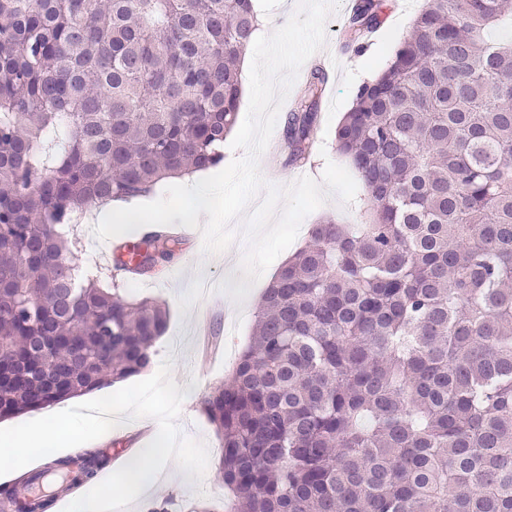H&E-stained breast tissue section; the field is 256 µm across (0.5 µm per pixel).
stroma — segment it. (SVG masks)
<instances>
[{"instance_id":"35a3bbf8","label":"stroma","mask_w":512,"mask_h":512,"mask_svg":"<svg viewBox=\"0 0 512 512\" xmlns=\"http://www.w3.org/2000/svg\"><path fill=\"white\" fill-rule=\"evenodd\" d=\"M404 2L387 0L382 25L360 50L345 45L342 29L347 12L345 6H338L327 22L324 48L310 58L311 64L328 62L332 75L319 106L315 144L304 164L291 163L282 149L283 128L275 126L269 146L276 159H259L267 181L286 186L302 173L318 181L327 163L343 164V157L334 148L336 128L351 108L358 87L386 67L425 0H412L410 10L405 9ZM364 198L361 190L348 205L329 197L303 220L296 245H303L310 225L324 217L332 216L346 224L356 221ZM242 226V221H235L232 228L237 237L233 244L208 258L201 253L200 230H192L162 275L138 280L140 291L161 298L168 311L166 333L155 346L153 363L137 376L85 395L88 403H111L116 413L111 431L92 428L78 419L69 423L82 434L78 446L104 452L112 470L127 453L155 447L159 437H166L170 452L151 491L159 512H189L194 502L215 503L224 496L218 470L220 439L203 413L201 401L211 388L223 383L247 344L257 301L272 277L271 272H264L240 305L215 291L221 280L234 286L242 278L237 269L247 246L240 235Z\"/></svg>"}]
</instances>
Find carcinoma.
I'll return each mask as SVG.
<instances>
[{
  "instance_id": "carcinoma-1",
  "label": "carcinoma",
  "mask_w": 512,
  "mask_h": 512,
  "mask_svg": "<svg viewBox=\"0 0 512 512\" xmlns=\"http://www.w3.org/2000/svg\"><path fill=\"white\" fill-rule=\"evenodd\" d=\"M355 0L345 39L382 24ZM512 0H428L361 85L336 151L369 220L311 227L262 292L249 343L202 408L224 512H512ZM253 0H0V420L138 375L167 325L133 288L69 280L88 209L217 166L242 92ZM327 74L286 120L315 143ZM152 225L115 256L144 275L182 251ZM95 450L20 477L49 512Z\"/></svg>"
}]
</instances>
